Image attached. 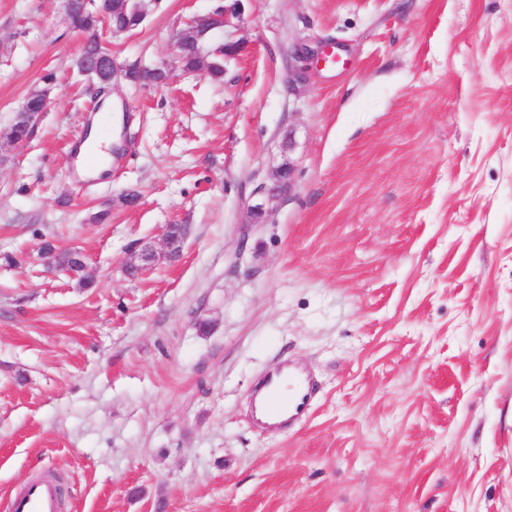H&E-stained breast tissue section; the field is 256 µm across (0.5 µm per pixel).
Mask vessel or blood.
<instances>
[{"instance_id":"obj_1","label":"vessel or blood","mask_w":512,"mask_h":512,"mask_svg":"<svg viewBox=\"0 0 512 512\" xmlns=\"http://www.w3.org/2000/svg\"><path fill=\"white\" fill-rule=\"evenodd\" d=\"M314 381L288 363L271 367L252 397V415L264 428L276 431L304 416ZM60 482L50 474L27 482L6 500L7 512H60Z\"/></svg>"}]
</instances>
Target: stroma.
<instances>
[{
	"label": "stroma",
	"mask_w": 512,
	"mask_h": 512,
	"mask_svg": "<svg viewBox=\"0 0 512 512\" xmlns=\"http://www.w3.org/2000/svg\"><path fill=\"white\" fill-rule=\"evenodd\" d=\"M223 2L150 0L117 65H172ZM212 41L223 82L104 112L61 0H0V130L55 78L0 139V503L50 469L66 512H512V0H243ZM93 124L112 164L80 180ZM286 361L316 392L272 435L249 402ZM232 5L218 7L212 14L204 17L192 19L186 22V27L177 34V44L180 48L187 40L196 37L198 32L203 28L218 29L224 28L232 23L233 19H237L241 15L242 0H228Z\"/></svg>",
	"instance_id": "obj_1"
}]
</instances>
